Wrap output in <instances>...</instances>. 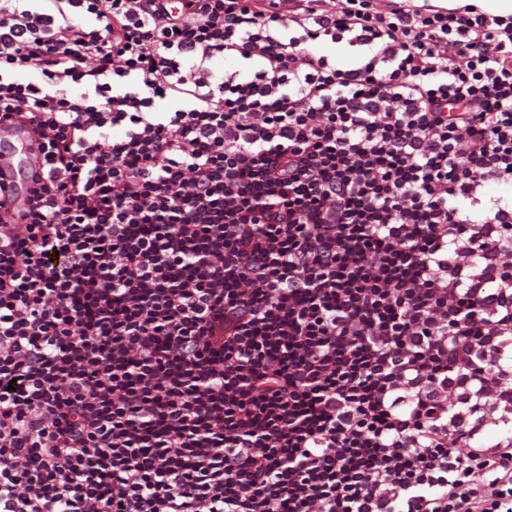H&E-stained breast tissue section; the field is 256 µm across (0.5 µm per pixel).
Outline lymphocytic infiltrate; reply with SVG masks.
Masks as SVG:
<instances>
[{
    "label": "lymphocytic infiltrate",
    "mask_w": 512,
    "mask_h": 512,
    "mask_svg": "<svg viewBox=\"0 0 512 512\" xmlns=\"http://www.w3.org/2000/svg\"><path fill=\"white\" fill-rule=\"evenodd\" d=\"M315 2L0 0V512H512V16ZM312 49L319 54H324L336 60V63L344 68L354 66L360 56L357 47H351L344 40L340 43L316 41L312 44ZM0 132L9 133L16 136L17 147L16 150L20 154H24L28 158V166L24 172L20 169L15 170L9 164H1L0 170L3 179H0L4 189L0 191V203H3L4 208L12 210L20 208L23 205L24 195L19 192V185L22 180L27 183L34 177L35 174L41 173V165L35 152L32 151V140L34 135L30 129L10 124H1Z\"/></svg>",
    "instance_id": "1"
}]
</instances>
